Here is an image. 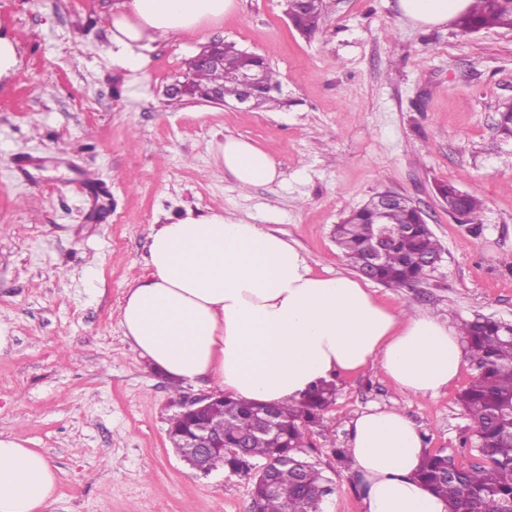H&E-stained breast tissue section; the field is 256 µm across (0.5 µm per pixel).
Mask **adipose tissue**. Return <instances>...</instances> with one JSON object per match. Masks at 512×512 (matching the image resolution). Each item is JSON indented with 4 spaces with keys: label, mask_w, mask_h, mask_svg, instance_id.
Instances as JSON below:
<instances>
[{
    "label": "adipose tissue",
    "mask_w": 512,
    "mask_h": 512,
    "mask_svg": "<svg viewBox=\"0 0 512 512\" xmlns=\"http://www.w3.org/2000/svg\"><path fill=\"white\" fill-rule=\"evenodd\" d=\"M469 0H398L414 23L437 26ZM237 0H116L112 59L137 70L150 43L223 22ZM216 157L242 188L271 183L274 159L225 138ZM146 270L119 308L125 340L155 370L247 402L291 403L315 385L379 363L396 390L435 397L458 377L460 333L436 317L378 302L356 278L316 273L281 233L229 214L186 213L152 225ZM363 512H448L416 478L428 453L397 405L374 406L349 426ZM58 474L40 451L0 432V512H49Z\"/></svg>",
    "instance_id": "adipose-tissue-1"
}]
</instances>
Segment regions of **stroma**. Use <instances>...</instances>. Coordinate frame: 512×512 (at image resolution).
Wrapping results in <instances>:
<instances>
[{
	"label": "stroma",
	"instance_id": "obj_1",
	"mask_svg": "<svg viewBox=\"0 0 512 512\" xmlns=\"http://www.w3.org/2000/svg\"><path fill=\"white\" fill-rule=\"evenodd\" d=\"M114 3L0 0L18 59L0 80V320L14 338L0 357V431L56 467L52 512H252L248 477L197 473L168 440L178 397L206 386L151 369L117 324L144 273L149 225L227 212L281 231L317 273L348 274L332 229L389 189L426 213L442 254L415 285L369 282L374 296L455 328L512 321V143L497 131L512 101V29L464 35L452 21L411 23L398 0H325L306 38L284 0H238L219 25L157 41L129 70L112 62ZM214 40L272 64L288 108L169 104L166 86ZM229 136L268 152L277 178L239 188L214 158ZM449 181L482 200L480 226L448 214L437 187ZM474 374L463 361L432 399L397 393L377 365L335 377L310 438L333 488L322 512H363L334 451L371 406L398 404L430 451L478 463L458 401Z\"/></svg>",
	"mask_w": 512,
	"mask_h": 512
}]
</instances>
